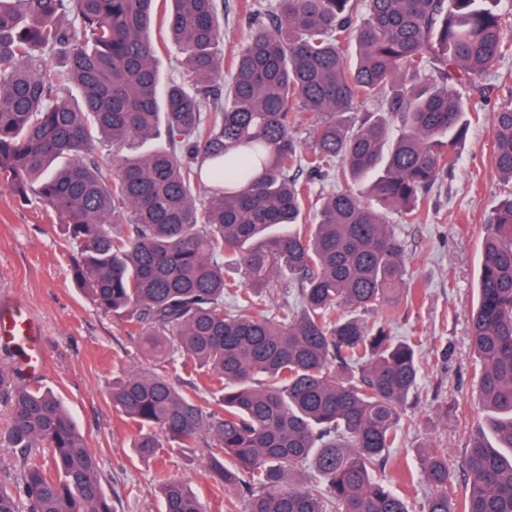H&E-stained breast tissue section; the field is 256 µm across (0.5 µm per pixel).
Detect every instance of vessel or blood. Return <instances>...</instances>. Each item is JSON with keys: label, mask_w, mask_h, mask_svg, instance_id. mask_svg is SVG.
Listing matches in <instances>:
<instances>
[{"label": "vessel or blood", "mask_w": 512, "mask_h": 512, "mask_svg": "<svg viewBox=\"0 0 512 512\" xmlns=\"http://www.w3.org/2000/svg\"><path fill=\"white\" fill-rule=\"evenodd\" d=\"M0 346L12 352L17 368L27 380L42 375L45 357L40 326L23 303L0 301Z\"/></svg>", "instance_id": "1"}]
</instances>
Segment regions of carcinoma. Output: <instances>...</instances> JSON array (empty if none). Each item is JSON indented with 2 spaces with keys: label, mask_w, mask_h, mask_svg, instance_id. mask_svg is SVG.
Instances as JSON below:
<instances>
[{
  "label": "carcinoma",
  "mask_w": 512,
  "mask_h": 512,
  "mask_svg": "<svg viewBox=\"0 0 512 512\" xmlns=\"http://www.w3.org/2000/svg\"><path fill=\"white\" fill-rule=\"evenodd\" d=\"M156 2L0 0V186L54 211L74 280L146 359L184 358L219 382L203 405L157 370L113 380L140 457L199 449L224 512H411L375 478L414 421L420 377L418 337L390 332L411 283L386 211L428 216L468 130L455 85L512 55L499 0H364L362 14L357 0L250 3L223 89L216 0H170L184 72L165 82ZM295 112L312 113L301 133ZM489 121L491 165L512 179V101ZM313 180L346 187L321 192L301 231ZM284 282L298 307L278 314ZM470 335L498 447L471 439L459 502L447 453L430 449L424 512H512V459L497 451L512 450V194L486 225ZM0 406L17 467L0 512H114L52 391L1 364ZM157 487L163 512H204L183 481Z\"/></svg>",
  "instance_id": "obj_1"
}]
</instances>
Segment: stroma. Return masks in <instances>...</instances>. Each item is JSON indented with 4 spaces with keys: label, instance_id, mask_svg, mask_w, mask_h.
<instances>
[{
    "label": "stroma",
    "instance_id": "obj_1",
    "mask_svg": "<svg viewBox=\"0 0 512 512\" xmlns=\"http://www.w3.org/2000/svg\"><path fill=\"white\" fill-rule=\"evenodd\" d=\"M459 91L475 110L457 148V165L428 197L427 221L414 223L399 211L388 215L409 258L406 278L416 285L413 299L401 301L391 333L421 337V378L411 396L416 424L402 433L377 477L418 482L410 493L413 512H423L428 493L419 479L429 449L447 450L454 491L465 492L459 461L486 418L473 380L478 362L469 327L480 243L496 204L512 193V182L490 164L488 123L493 108L512 100V56ZM2 297L20 299L39 322L48 358L39 384L62 399L98 456L101 483L115 512H160L154 489L160 473L188 482L206 512H224V490L205 478L200 454L166 447L150 459L135 455L131 441L137 428L113 408L108 388L113 379L144 366L136 337L76 286L71 250L56 215L37 200L24 201L0 188ZM443 403L450 406L444 418L438 412Z\"/></svg>",
    "mask_w": 512,
    "mask_h": 512
}]
</instances>
